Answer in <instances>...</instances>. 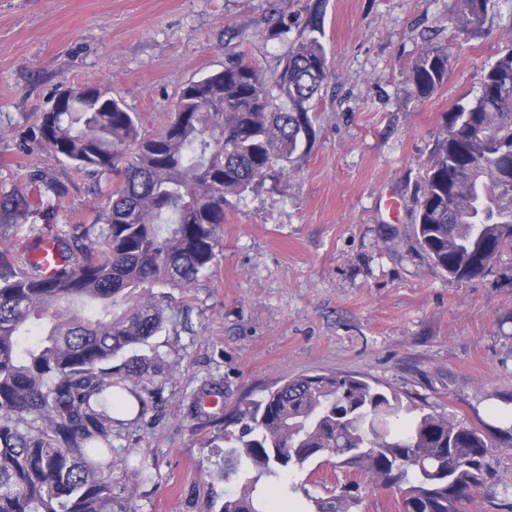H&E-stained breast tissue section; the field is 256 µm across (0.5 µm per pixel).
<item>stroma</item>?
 <instances>
[{"mask_svg":"<svg viewBox=\"0 0 512 512\" xmlns=\"http://www.w3.org/2000/svg\"><path fill=\"white\" fill-rule=\"evenodd\" d=\"M316 8L329 76L315 137L290 174L227 213L213 272L176 294L151 340L169 374L144 420L112 429L114 447L151 462L138 512H219L224 486L206 475L217 429L191 408L211 381L228 412L299 374L354 375L467 422L512 395V252L457 280L413 232L438 116L475 97L512 46V0H495L475 32L456 26L453 0H0V198L30 205L0 212V247L72 232L105 205L104 187L32 139L61 90L105 85L156 133L181 88L227 55L276 69ZM428 41L453 54L447 80L420 99L410 69ZM48 182L65 189L52 210ZM490 465L492 488L467 512H500L498 492L512 490V447Z\"/></svg>","mask_w":512,"mask_h":512,"instance_id":"35a3bbf8","label":"stroma"}]
</instances>
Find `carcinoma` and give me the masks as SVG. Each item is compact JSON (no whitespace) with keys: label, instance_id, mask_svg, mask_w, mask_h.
Here are the masks:
<instances>
[{"label":"carcinoma","instance_id":"cac0c4a2","mask_svg":"<svg viewBox=\"0 0 512 512\" xmlns=\"http://www.w3.org/2000/svg\"><path fill=\"white\" fill-rule=\"evenodd\" d=\"M490 3L454 0L453 20L475 31ZM307 29L269 76L231 55L187 83L157 134L101 86L64 90L40 115L42 149L112 191L93 223L52 237L54 273L33 259L40 238L0 249V512H136L148 459L114 447L112 427L142 417L148 385L168 372L158 353H139L166 322L154 289L191 288L211 272L227 212L288 174L313 139L328 57L317 19ZM449 61L443 48L421 49L417 96L444 83ZM415 236L455 279L485 275L512 250V47L484 69L473 100L441 113ZM222 394L203 389L194 411L238 427L218 435L229 449L208 472L224 483L221 512H278V499L299 493L305 512H356L363 483L397 490L401 512H463L489 486L493 453L512 447V423L428 412L351 375H297L228 415L206 411ZM313 462L357 480L288 482Z\"/></svg>","mask_w":512,"mask_h":512}]
</instances>
